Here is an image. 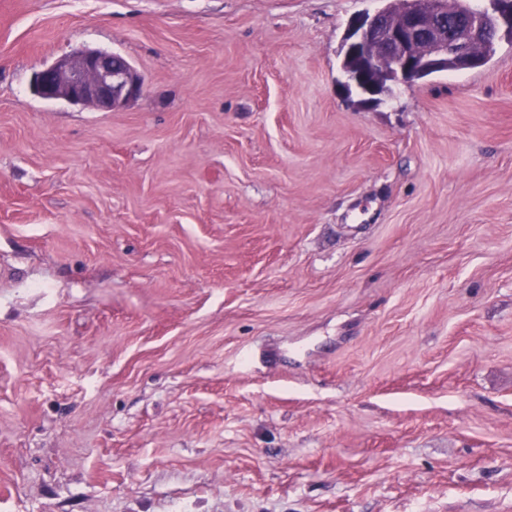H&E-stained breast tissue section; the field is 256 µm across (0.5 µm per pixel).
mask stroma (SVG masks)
Wrapping results in <instances>:
<instances>
[{
	"label": "stroma",
	"mask_w": 512,
	"mask_h": 512,
	"mask_svg": "<svg viewBox=\"0 0 512 512\" xmlns=\"http://www.w3.org/2000/svg\"><path fill=\"white\" fill-rule=\"evenodd\" d=\"M383 5L0 0V512H512V44L364 108ZM143 81L122 55L82 49L36 72L31 91L45 100L115 111L137 97Z\"/></svg>",
	"instance_id": "35a3bbf8"
}]
</instances>
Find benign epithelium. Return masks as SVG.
<instances>
[{"label":"benign epithelium","instance_id":"obj_1","mask_svg":"<svg viewBox=\"0 0 512 512\" xmlns=\"http://www.w3.org/2000/svg\"><path fill=\"white\" fill-rule=\"evenodd\" d=\"M398 6L352 17L344 55L343 87H357L363 106L380 103L399 82L414 83L453 67L480 68L502 39L512 42V0H396ZM482 43L483 54L471 46ZM143 81L122 55L82 49L36 72L31 91L45 100L115 111L137 97Z\"/></svg>","mask_w":512,"mask_h":512}]
</instances>
